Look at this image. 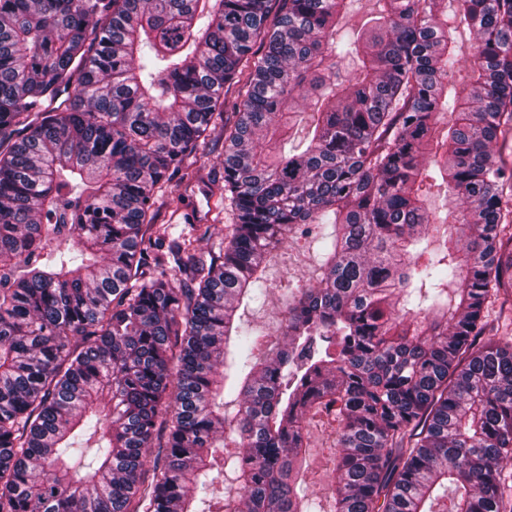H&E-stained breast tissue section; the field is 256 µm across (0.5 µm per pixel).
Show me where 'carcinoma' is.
I'll list each match as a JSON object with an SVG mask.
<instances>
[{
    "instance_id": "obj_1",
    "label": "carcinoma",
    "mask_w": 512,
    "mask_h": 512,
    "mask_svg": "<svg viewBox=\"0 0 512 512\" xmlns=\"http://www.w3.org/2000/svg\"><path fill=\"white\" fill-rule=\"evenodd\" d=\"M350 7L0 0V512H314L309 413L329 512H512V0ZM216 131L205 252L156 199ZM434 187L467 233L431 248ZM304 224L316 282L244 324ZM318 418L314 419L310 424L312 445L311 455L308 459L310 470L314 473L321 474L323 479L315 486H309V493L313 492L319 496L325 505L332 495L333 484L332 478L327 467L328 449L332 440V432L330 429H324L318 425Z\"/></svg>"
}]
</instances>
